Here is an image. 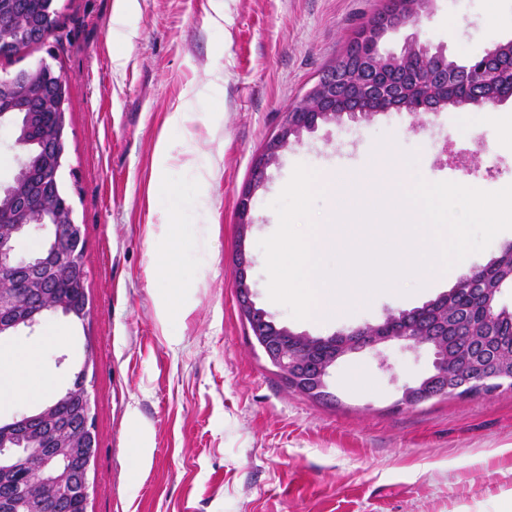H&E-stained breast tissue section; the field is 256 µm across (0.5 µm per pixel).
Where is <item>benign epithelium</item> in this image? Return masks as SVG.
<instances>
[{
	"instance_id": "1",
	"label": "benign epithelium",
	"mask_w": 512,
	"mask_h": 512,
	"mask_svg": "<svg viewBox=\"0 0 512 512\" xmlns=\"http://www.w3.org/2000/svg\"><path fill=\"white\" fill-rule=\"evenodd\" d=\"M427 5L426 0H389L387 20L363 31L358 67L342 63L332 68L309 89L299 110L285 117L253 160L254 178L238 204V223L242 230H248L253 223L252 199L263 186L267 168L277 162L291 140L300 138L303 131L314 128L318 121L343 117L357 120L392 109L426 114L437 111L438 102L450 93L461 95L463 103L473 108L485 105L478 84L489 81L488 66L494 59L504 55L512 57L511 41L472 55L452 69L446 67L447 56L443 51L432 50L415 35L407 39L398 55L380 52L379 41L389 32L417 25L427 13ZM37 74L42 78L39 83L27 75L0 78V104L3 106L42 97L49 88L56 92L54 98L45 99V111L28 114L29 130L43 129V138L50 142L47 161L31 166L27 154L17 156V169L31 181L38 179L51 184L52 193L34 197L26 188H18L14 190L13 208L0 214V336L32 333L57 308L63 309L74 322L83 323L89 315L86 304L54 300L46 293L48 282L41 277L42 269L52 266L58 274L81 281L84 270L80 258L82 225L75 222L68 194L57 181L66 163V81L57 78L53 67L45 60L40 62ZM34 229L45 234V244L36 253L19 255L13 240L18 234H28ZM249 268L250 261L242 251L238 262V285L243 288V293L239 294L241 312L252 321L262 318L263 327L250 326L257 346L301 394L308 396L324 385L339 358L392 342L424 345L434 355L433 370L417 383L403 387L401 404L426 402L447 392L478 395L485 389L493 392L512 389V354L502 361L482 358L475 362L471 375L446 382L448 333L436 331L423 322L434 310L438 323L448 327L446 294L412 311L392 314L378 325L311 338L276 325L256 306L248 283ZM11 422L16 424V439L21 442L39 432L37 415L22 413ZM94 444L92 417L88 411L81 438L68 440L58 435L50 450L35 453L18 452L3 445L0 469L23 471L34 483L59 485L67 479L72 453L92 448Z\"/></svg>"
}]
</instances>
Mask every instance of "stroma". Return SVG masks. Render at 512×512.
I'll list each match as a JSON object with an SVG mask.
<instances>
[{"mask_svg":"<svg viewBox=\"0 0 512 512\" xmlns=\"http://www.w3.org/2000/svg\"><path fill=\"white\" fill-rule=\"evenodd\" d=\"M138 0L137 35L111 17L122 0H58L45 44L0 57V75L47 59L68 84L61 180L84 226L90 314L55 313L36 332L0 341L9 351L55 328L65 343L45 358L56 393L68 364L93 353L88 391L97 450L87 512H512V389L400 404L405 385L432 368L428 348L393 344L337 361L336 405L288 387L241 318L236 253L250 260L253 299L276 323L311 336L377 325L449 290L440 284L323 321L294 319L268 297L260 239L270 204L296 164L360 170L380 138L417 152L409 180L496 191L512 184V140L468 105L428 116L389 110L318 122L270 166L240 231L236 208L252 161L387 0ZM499 22L490 24L489 11ZM448 58L512 40V0H434L417 28L389 33L383 52L411 36ZM127 64L114 69L112 57ZM183 113L179 125L172 113ZM167 138L173 159L156 165ZM186 201L179 228L180 310L157 316L158 235L168 190ZM150 450L139 468L136 450Z\"/></svg>","mask_w":512,"mask_h":512,"instance_id":"obj_1","label":"stroma"}]
</instances>
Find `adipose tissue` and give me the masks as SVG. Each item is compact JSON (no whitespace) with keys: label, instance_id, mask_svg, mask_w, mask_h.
I'll use <instances>...</instances> for the list:
<instances>
[{"label":"adipose tissue","instance_id":"ef3b65f1","mask_svg":"<svg viewBox=\"0 0 512 512\" xmlns=\"http://www.w3.org/2000/svg\"><path fill=\"white\" fill-rule=\"evenodd\" d=\"M185 209L183 200L177 195L168 198V210L162 218L161 230L167 241L162 261L158 292L157 315L160 321H168L177 310L180 283L172 271L177 261V232L179 219ZM62 335L48 331L38 344L18 351L0 353V402L29 399H47L53 393V382L43 370V354L46 350L59 347Z\"/></svg>","mask_w":512,"mask_h":512}]
</instances>
